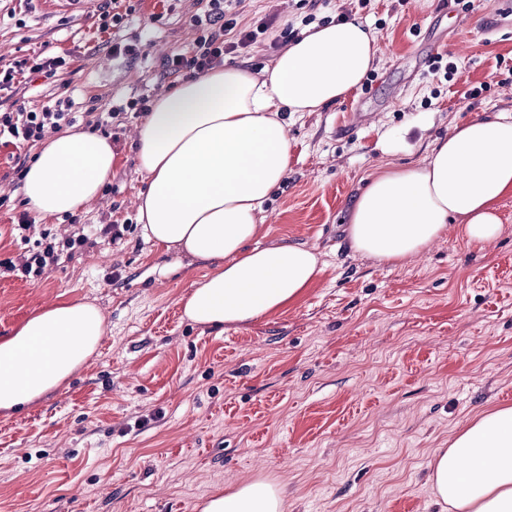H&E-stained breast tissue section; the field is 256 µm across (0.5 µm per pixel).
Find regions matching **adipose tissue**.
Masks as SVG:
<instances>
[{"label": "adipose tissue", "instance_id": "obj_1", "mask_svg": "<svg viewBox=\"0 0 512 512\" xmlns=\"http://www.w3.org/2000/svg\"><path fill=\"white\" fill-rule=\"evenodd\" d=\"M377 56L374 33L351 18L302 30L255 73L228 65L180 80L153 103L135 139L138 220L146 239L210 264L184 313L203 325L239 324L296 300L320 275L305 245L255 246L264 206L283 179L291 140L284 113L319 112L357 88ZM111 142L66 130L43 144L24 195L44 218L98 198L112 174ZM512 195V116L454 126L420 163L385 170L358 196L346 226L354 252L401 263L455 225L471 242L496 240ZM106 318L72 300L31 315L0 339V414L60 387L95 353ZM443 512H512V407L465 426L431 463ZM282 492L258 479L210 499L204 512H283Z\"/></svg>", "mask_w": 512, "mask_h": 512}]
</instances>
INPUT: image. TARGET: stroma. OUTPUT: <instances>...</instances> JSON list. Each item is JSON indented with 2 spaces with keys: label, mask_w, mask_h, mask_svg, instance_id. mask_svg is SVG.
<instances>
[{
  "label": "stroma",
  "mask_w": 512,
  "mask_h": 512,
  "mask_svg": "<svg viewBox=\"0 0 512 512\" xmlns=\"http://www.w3.org/2000/svg\"><path fill=\"white\" fill-rule=\"evenodd\" d=\"M142 0L125 22L148 42L132 62L95 34L96 9L48 11L0 0V66L34 53H70L53 79L18 85L40 107L73 96L79 111L171 89L164 56L194 38L203 0H175L155 18ZM248 22L277 13L248 52L225 56L259 72L272 38L301 32L308 13L368 24L379 52L362 83L320 112L288 120L291 160L265 206L260 244L318 250L324 270L288 307L221 328L188 320L186 297L208 271L146 241L137 217L144 183L133 133L142 114L115 119L112 178L78 212L87 225H126L60 260L37 282L0 277V338L57 301L97 305L106 333L96 353L34 405L0 415V512H201L209 498L254 479L279 486L284 512H440L428 485L436 449L469 421L512 406V196L493 242L447 230L420 255L390 264L354 253L345 234L355 197L388 166L423 160L449 130L490 112L512 114V16L497 0H232ZM442 54L451 79L433 76ZM410 127L414 148L384 153L389 131ZM0 147V261L25 245L12 217L26 210ZM148 410L158 419L141 429Z\"/></svg>",
  "instance_id": "stroma-1"
}]
</instances>
